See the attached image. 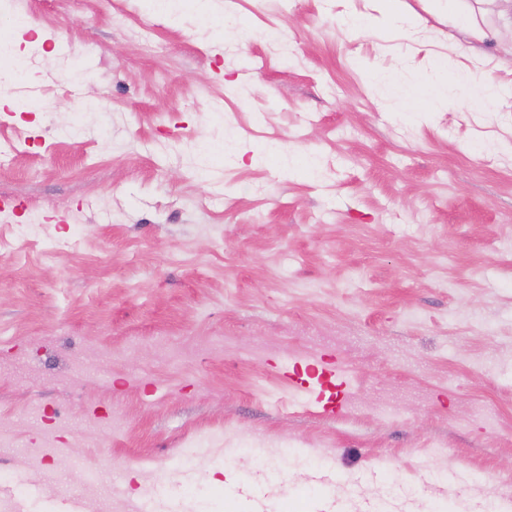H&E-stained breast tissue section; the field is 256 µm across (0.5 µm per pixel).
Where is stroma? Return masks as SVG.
<instances>
[{
  "instance_id": "stroma-1",
  "label": "stroma",
  "mask_w": 512,
  "mask_h": 512,
  "mask_svg": "<svg viewBox=\"0 0 512 512\" xmlns=\"http://www.w3.org/2000/svg\"><path fill=\"white\" fill-rule=\"evenodd\" d=\"M397 7L0 0V31L35 27L0 57L31 101L0 111L11 512L167 481L159 512L512 505V35L499 0ZM438 71L502 95L401 114L377 83ZM315 357L354 376L346 410L295 391Z\"/></svg>"
}]
</instances>
